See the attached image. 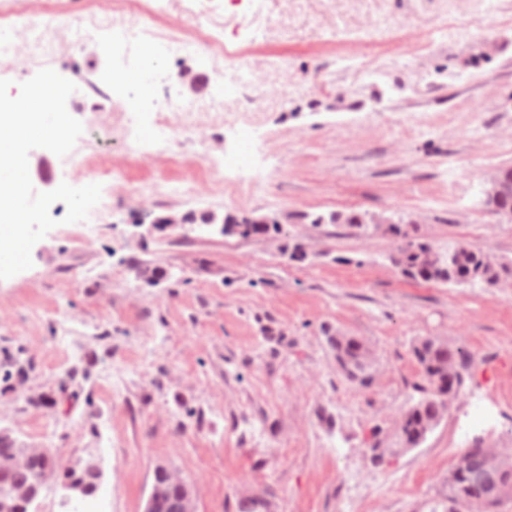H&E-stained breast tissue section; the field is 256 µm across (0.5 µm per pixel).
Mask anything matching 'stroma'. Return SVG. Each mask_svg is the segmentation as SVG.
<instances>
[{"mask_svg":"<svg viewBox=\"0 0 512 512\" xmlns=\"http://www.w3.org/2000/svg\"><path fill=\"white\" fill-rule=\"evenodd\" d=\"M141 3L145 28L194 38L220 24L228 55L271 65L249 100L226 101L227 123L170 132L167 155L100 139L118 220L78 241L51 229L31 268L0 280V430L61 467L36 512H141L159 466L196 487L198 512H442L459 448L477 436L512 448V284L411 278L387 227L300 216L390 217L436 252L512 262V224L483 203L488 175L512 167V0H203L196 17ZM43 68L76 84L67 110L87 135L99 102L87 84L137 74L101 44L59 39L25 70L0 59V79L15 95ZM162 82L188 99L220 92L207 56L150 85ZM242 112L257 126L251 165L211 171L203 154L245 153ZM189 180L193 196L149 198L151 184ZM145 211L279 222L163 237L136 227ZM336 334L373 350L371 389L337 371ZM423 336L468 350L473 379L423 444L375 466L364 440L418 400ZM91 458L103 490L69 497L63 470Z\"/></svg>","mask_w":512,"mask_h":512,"instance_id":"obj_1","label":"stroma"}]
</instances>
